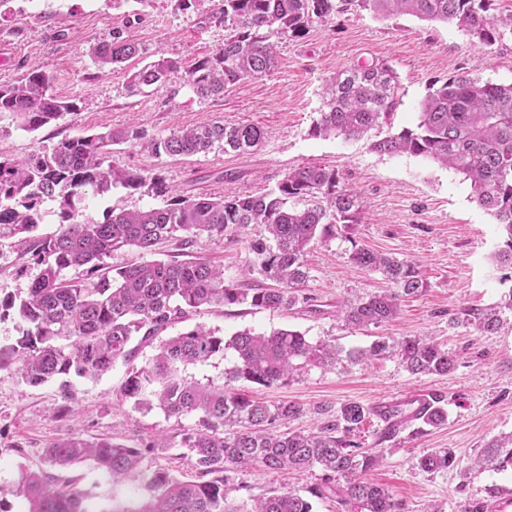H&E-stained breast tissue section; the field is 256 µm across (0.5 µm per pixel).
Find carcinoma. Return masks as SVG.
<instances>
[{"label":"carcinoma","mask_w":512,"mask_h":512,"mask_svg":"<svg viewBox=\"0 0 512 512\" xmlns=\"http://www.w3.org/2000/svg\"><path fill=\"white\" fill-rule=\"evenodd\" d=\"M488 0H221L219 18L228 23L224 45L197 59L187 71L188 84L201 99L224 96L231 86L265 76L274 69L278 43L302 34L315 21L357 9L382 17L398 14L431 22L451 23L484 47L512 33V14H487ZM94 63L112 69L140 56L139 46L112 32L91 48ZM178 61L157 52L156 59L131 73L130 87L140 91L162 87ZM46 72L33 68L0 85V114L36 131L77 110L72 100L50 92ZM398 78L385 62L354 64L329 78L323 87L324 109L311 127L313 136L358 139L388 124L398 103ZM267 131L252 123L218 120L196 128H176L166 137L148 138L135 127L108 129L42 147L22 159L0 156V242L14 240L38 272L24 296L0 298V318L13 317L19 336L0 348V369L11 368L29 386L59 383L63 397L72 399L73 379H97L121 360L131 361L133 338L147 343L169 327L202 309L247 304L253 308L292 310L314 301L301 294L308 281L306 254L314 240H350L358 223L360 193L338 187L336 171L309 165L284 175L276 189L260 195L168 196L169 189L153 169L129 171L112 164V146L139 145L160 157L194 156L211 152L245 154L260 147ZM384 154L423 156L470 181L474 201L493 216L501 235L493 262L512 282V84H497L468 72L448 77L430 92L413 129L389 131L371 143ZM150 188L164 198L161 206L134 210L112 208L101 221L75 218L79 189L97 193L114 186ZM58 203V230L49 236L35 231L41 205ZM251 224L264 227L265 237L249 242L254 255L248 265L251 281L227 282L224 269L196 257L112 264L126 248L152 254L163 242L180 249L193 246L201 233L237 236ZM355 265L385 276L390 288L336 303V316L354 327L378 325L396 317L399 302L427 287L420 265L352 245ZM81 276L65 277L66 270ZM512 312V287L502 303L465 308L461 322L480 333H494L503 310ZM234 364L226 382L202 384L186 375L190 366L204 364L224 351ZM396 355L412 375H446L455 357L432 338L381 336L366 349L343 352L333 340L310 342L303 333L279 329L270 334L243 329L226 339L196 325L159 345L152 360L131 368L122 388L135 407L167 416L195 414L198 427L182 438L193 459L195 478L179 480L155 471L148 487L157 496L112 512H237L228 506L230 474L244 478L255 467L268 472H321L309 496L334 498L353 512H401V505L382 486L367 481L366 472L385 456L382 445L401 430L393 422L367 448L355 432L376 408L348 402L317 431H284L300 415L292 403L267 404L232 391L231 383L261 385L283 382L309 367L334 368L347 360L357 363ZM448 421L444 399H431L420 423L436 427ZM144 453L107 438L71 434L45 449L43 466L21 471L18 483L0 487L29 504L28 512H89L83 493L71 482L59 481V471L90 460L114 478L142 472ZM456 465L453 452L434 449L418 459L426 473ZM512 468V434L487 442L465 474ZM308 496L288 489L274 490L248 512H312Z\"/></svg>","instance_id":"1"}]
</instances>
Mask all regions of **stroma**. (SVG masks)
Returning <instances> with one entry per match:
<instances>
[{
    "instance_id": "1",
    "label": "stroma",
    "mask_w": 512,
    "mask_h": 512,
    "mask_svg": "<svg viewBox=\"0 0 512 512\" xmlns=\"http://www.w3.org/2000/svg\"><path fill=\"white\" fill-rule=\"evenodd\" d=\"M219 0H202L182 10L178 0H10L0 19V84L16 80L29 68L41 67L51 78L54 95L76 102V112L37 131L16 129L11 116H0V154L23 157L65 138L107 129L136 127L147 137H165L178 126L193 127L221 120L264 127L268 137L247 154L209 153L192 157H156L127 144L113 146L112 162L126 169L155 168L169 187L187 196L260 194L276 186L290 170L318 164L336 170L341 184L361 193L360 221L347 241L311 243L307 253L310 277L304 288L320 313L304 306L290 311L254 309L246 305L201 310L169 328V335L200 324L224 337L251 329L271 333L290 328L309 341H335L350 350L369 346L381 336H432L456 359L447 375H411L390 357L365 363L313 368L271 386L250 382L240 388L268 403L292 401L301 408L288 429L310 431L328 421L346 402L366 406L426 389L442 395L448 410L445 425L401 431L388 441L386 457L366 477L403 505V512H462L467 499H488L490 491L512 493V473L484 471L462 482L458 471L427 474L420 456L449 448L468 464L493 437L512 433V313L497 332L481 334L449 319L465 307L499 302L511 285L491 256L500 231L492 216L473 200L469 181L421 156H389L371 149L369 139L314 137L310 128L322 108L324 81L361 61L391 65L399 80L400 103L391 118L392 131L415 127L420 104L432 84L467 72L499 84H512V34L483 48L452 24L413 16L383 19L366 10L352 11L312 23L301 36L279 49L276 68L259 79H246L218 100L198 98L187 83L186 70L196 59L224 43L223 22L214 19ZM121 30L144 50L143 62L156 52L181 67L164 86L148 94L132 92L129 70L103 71L89 55L90 47ZM77 209L81 221L102 220L112 208L138 209L159 204V197L117 187L106 194L81 189ZM249 226L236 237L200 234L194 255L223 267L224 277L239 281L252 259L249 241L261 234ZM370 247L397 258L417 260L427 288L405 299L395 319L355 328L336 316V303L388 288L381 274L353 265V245ZM158 342L140 345L132 363L116 362L96 380L75 384V413L57 384L31 387L9 370H0V484L18 481L21 470L37 469L44 449L71 433L109 437L144 449L143 468L174 477L193 478L191 460L181 446L195 429L194 415L143 413L122 394L130 367L146 365ZM86 496L89 512H110L131 499L151 495L144 480H113L93 462L61 471ZM313 475L269 473L256 468L243 481L231 482L227 497L239 512H249L255 499L282 488L306 490Z\"/></svg>"
}]
</instances>
